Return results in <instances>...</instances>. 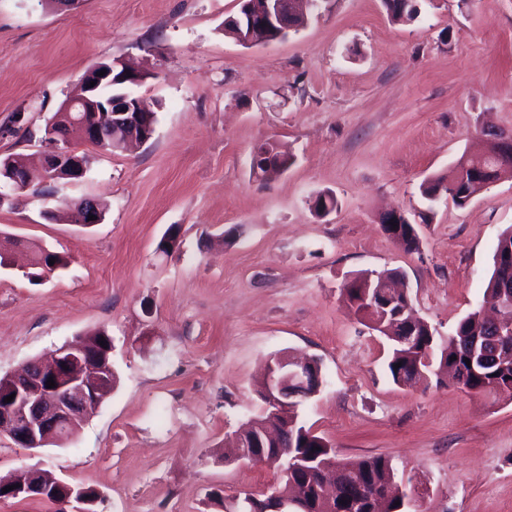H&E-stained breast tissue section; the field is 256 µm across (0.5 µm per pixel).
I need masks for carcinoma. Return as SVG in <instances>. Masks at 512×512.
<instances>
[{"label":"carcinoma","instance_id":"cac0c4a2","mask_svg":"<svg viewBox=\"0 0 512 512\" xmlns=\"http://www.w3.org/2000/svg\"><path fill=\"white\" fill-rule=\"evenodd\" d=\"M386 11L394 21L412 20L418 15L416 0H383ZM258 162L251 164V170L261 180L269 181L282 174L293 162V156L269 143L256 148ZM468 163L481 168L479 177L473 179L461 174L455 165L445 172L432 176L421 185L423 197L432 205L442 199L452 198V202L463 207L469 198L480 191L484 184L500 178L501 170L487 159L480 157ZM333 194L326 192L316 196L314 210L319 215L330 213L336 208ZM33 268L36 275L44 273L42 262L55 260L53 268H63L66 260L56 252L46 253L44 247L32 244ZM512 279V267L505 268L493 257V270L488 279L483 300L494 299L501 293L504 275ZM402 275L397 269L385 270L373 277L360 274L344 285L343 291L355 307L356 312L367 318L372 330L390 339V354L387 362L388 374L394 384L404 386L413 379L428 380L443 372L453 371L463 377L460 387L469 393H483L494 382H506L512 377V367L502 371L499 367L483 366L479 363L481 352L468 344V338L482 336L489 331L486 322L478 318L475 310L463 317L453 332L442 335L436 328L418 324L416 345L406 347L390 338L389 329L393 322H402V306L395 304L385 308L380 303L373 305L363 301V287L368 282H379ZM471 364H466V361ZM269 411L260 409L251 419L248 427L238 436L252 439L262 436L267 427ZM288 459L272 461L267 448H245L243 452L253 455L256 461L276 467L283 478L284 489L279 494L286 495L299 488L296 512H411L404 504H396L398 498L384 494L385 487L395 479V470L390 459L382 456L349 460L343 462L342 470L336 474V497L332 500L321 496L320 470L330 472L336 469V458L323 438L314 434L299 420L298 410H288Z\"/></svg>","mask_w":512,"mask_h":512}]
</instances>
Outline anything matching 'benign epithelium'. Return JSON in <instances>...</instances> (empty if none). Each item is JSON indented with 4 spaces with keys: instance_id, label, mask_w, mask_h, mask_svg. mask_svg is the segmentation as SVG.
<instances>
[{
    "instance_id": "benign-epithelium-1",
    "label": "benign epithelium",
    "mask_w": 512,
    "mask_h": 512,
    "mask_svg": "<svg viewBox=\"0 0 512 512\" xmlns=\"http://www.w3.org/2000/svg\"><path fill=\"white\" fill-rule=\"evenodd\" d=\"M310 4V0H253L247 9L245 23L248 29L244 42L251 46L265 45L263 34L272 28H288V20L300 17L299 5ZM105 75H100V72ZM145 79V74L129 69L119 61L98 63L79 81L77 93L70 96L61 111L66 123L49 121L47 139L52 150L44 157L47 178L73 180L84 176L87 163L84 156L74 149L64 127L71 125L81 129L87 142L97 138L98 130L107 127L115 140L136 142L134 130L141 114L148 112L143 101L131 89ZM488 145L483 152L492 156L503 169H512V133L498 129L483 131ZM29 187V176L21 162L10 161L0 166V206L14 192ZM94 215L97 220H89ZM103 221L101 206L93 199L83 201L81 207L70 213V222L89 226ZM486 307L494 311L497 331L489 338L496 347L508 342L512 336V292L489 301ZM315 361H297L284 355H275L267 363L265 382L261 393L266 407L271 409L266 436L279 438L280 432L288 430L281 417L293 407L291 389L312 388L314 396L321 390ZM112 372L108 355L92 353L88 344L80 342L63 345L56 349L47 361L33 360L18 372L6 374L0 381V437L7 436L21 448H43L50 443L64 445L75 436L79 425L94 415L107 397L106 386ZM55 381L50 388L47 380ZM14 395L10 402L5 397ZM14 486L16 493L36 496L52 486H64L66 482L53 473L38 468L21 470L7 478L3 484ZM389 492L401 497L413 506L419 497V487L408 488L390 484ZM56 512H93L94 502L83 497V492H74L57 498Z\"/></svg>"
}]
</instances>
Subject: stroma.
I'll return each instance as SVG.
<instances>
[{"label": "stroma", "mask_w": 512, "mask_h": 512, "mask_svg": "<svg viewBox=\"0 0 512 512\" xmlns=\"http://www.w3.org/2000/svg\"><path fill=\"white\" fill-rule=\"evenodd\" d=\"M392 21L382 0H325L287 39L225 36L239 0H0V157L30 188L0 206V232L67 264L39 279L25 255L0 268V376L98 331L116 384L63 447L0 437V477L27 467L95 489L96 512H224L279 477L232 456L260 405L271 356L317 360L325 382L299 408L337 458L383 456L429 488L421 512H512V400L429 379L395 385L388 346L342 289L399 269L417 314L442 334L479 308L512 177L465 207L427 209L420 185L512 130V0H417ZM117 59L142 70L153 137L129 151L77 142L84 178L41 170L48 119L85 73ZM264 142L294 161L250 170ZM54 188L56 220L40 191ZM332 192L335 211L312 199ZM92 198L102 223H70ZM414 224L408 250L380 224ZM172 242L170 251L162 243Z\"/></svg>", "instance_id": "obj_1"}]
</instances>
